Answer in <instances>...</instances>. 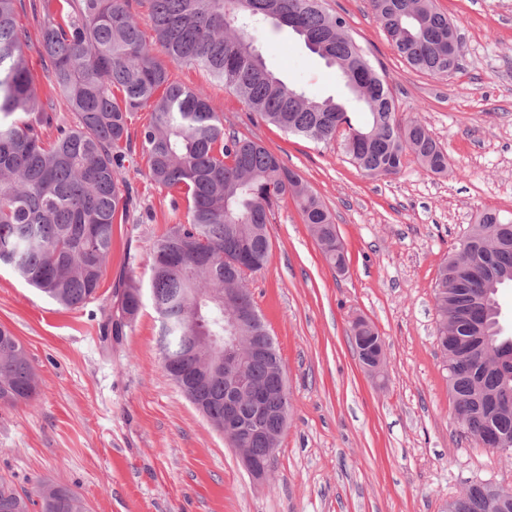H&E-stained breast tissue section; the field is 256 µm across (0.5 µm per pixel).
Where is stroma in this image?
<instances>
[{"mask_svg":"<svg viewBox=\"0 0 512 512\" xmlns=\"http://www.w3.org/2000/svg\"><path fill=\"white\" fill-rule=\"evenodd\" d=\"M436 5L464 43L461 68L447 77L410 67L365 0H326L384 76L399 118L419 120L447 151L441 174L410 157L397 174L366 176L341 141L285 135L204 69L169 67L173 82L208 94L225 130L300 174L347 254L346 273H336L288 196L268 226L269 263L247 279L292 404L269 480L253 481L167 375L151 300L121 342L101 337L115 287L131 279L149 291L155 241L186 221L185 202L150 181L140 156L121 172L133 201L94 300L63 308L0 265V326L23 343L38 377L31 403L0 406V475L20 490L69 487L88 512H441L471 480L512 488V461L465 437L454 418L433 295L439 263L484 210L512 220V0ZM254 45L308 96L342 93L335 67L291 29L264 25ZM26 57L56 123L75 125L37 45ZM357 316L383 339L378 373L355 352Z\"/></svg>","mask_w":512,"mask_h":512,"instance_id":"35a3bbf8","label":"stroma"}]
</instances>
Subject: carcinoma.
<instances>
[{"label":"carcinoma","instance_id":"carcinoma-1","mask_svg":"<svg viewBox=\"0 0 512 512\" xmlns=\"http://www.w3.org/2000/svg\"><path fill=\"white\" fill-rule=\"evenodd\" d=\"M392 48L411 67L433 76L459 70L463 46L455 25L434 0H369ZM150 21L164 58L143 40L126 0H63L59 18L40 31L41 56L50 85L75 112L74 128L58 126L47 145L52 101L42 102L27 65L30 35L15 14V0H0V265L66 309L96 298L112 250V227L126 219L129 195L120 178L130 148L128 120L151 110L140 130L147 177L184 194L186 223L155 243L151 299L160 320L163 363L179 366L183 393L224 432V373L204 375L209 347L204 336L223 337L224 294L230 262L244 266L238 298L255 301L247 274L264 269L271 254L267 224L275 203L290 194L303 223L337 272L346 253L320 197L261 143L224 132L208 96L170 80L168 64L207 70L265 122L328 144L337 125L346 126V154L366 175L398 173L410 154L429 171L448 169V154L417 120L397 119V104L366 51L348 33L345 19L323 0H150ZM271 22L290 28L338 76L350 97L310 98L268 69L251 32ZM369 119L360 123L358 111ZM512 221L487 209L469 225L442 262L434 288L438 336L448 356V392L463 423L482 417L503 439L499 452L512 456V401L480 412L489 396L512 395V339L501 335L498 290L512 284ZM109 317L120 339L142 307L141 289L115 291ZM254 384L267 388V410L282 397L269 364L248 363ZM38 378L12 331L0 326V405L31 402ZM461 496L492 500L497 512H512V492L488 481H471ZM87 512L70 488L42 486L18 491L0 476V512Z\"/></svg>","mask_w":512,"mask_h":512}]
</instances>
